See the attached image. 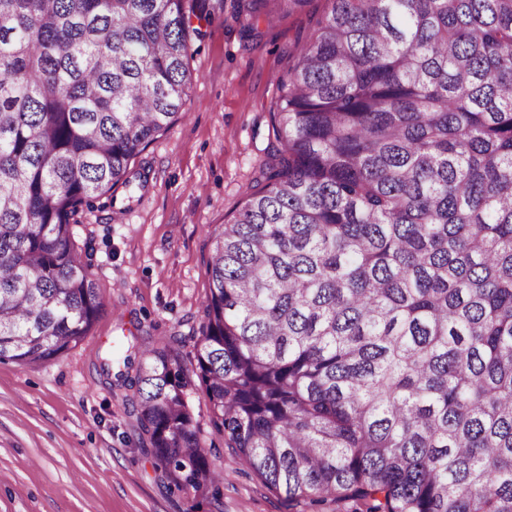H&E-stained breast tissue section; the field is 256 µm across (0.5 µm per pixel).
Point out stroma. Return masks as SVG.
Here are the masks:
<instances>
[{"label":"stroma","mask_w":512,"mask_h":512,"mask_svg":"<svg viewBox=\"0 0 512 512\" xmlns=\"http://www.w3.org/2000/svg\"><path fill=\"white\" fill-rule=\"evenodd\" d=\"M327 8L267 22L234 18L233 4L204 26L191 66L197 79L179 118L132 163L126 208L99 198L74 229L91 249L105 309L88 336L49 362H0V512H349L345 503L287 502L224 446L202 391L189 403L212 462L224 472L222 503L170 492L141 451V431L100 365L130 331L178 336L184 367L208 293L211 236L240 208L260 175L280 77L301 34Z\"/></svg>","instance_id":"stroma-1"}]
</instances>
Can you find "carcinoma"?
Returning a JSON list of instances; mask_svg holds the SVG:
<instances>
[{
	"instance_id": "carcinoma-1",
	"label": "carcinoma",
	"mask_w": 512,
	"mask_h": 512,
	"mask_svg": "<svg viewBox=\"0 0 512 512\" xmlns=\"http://www.w3.org/2000/svg\"><path fill=\"white\" fill-rule=\"evenodd\" d=\"M225 0H0V361H50L104 308L77 212L179 116ZM278 19L310 0H237ZM213 234L195 370L131 341L167 487L220 503L188 396L288 502L512 512V0H327ZM117 371H112V364Z\"/></svg>"
}]
</instances>
